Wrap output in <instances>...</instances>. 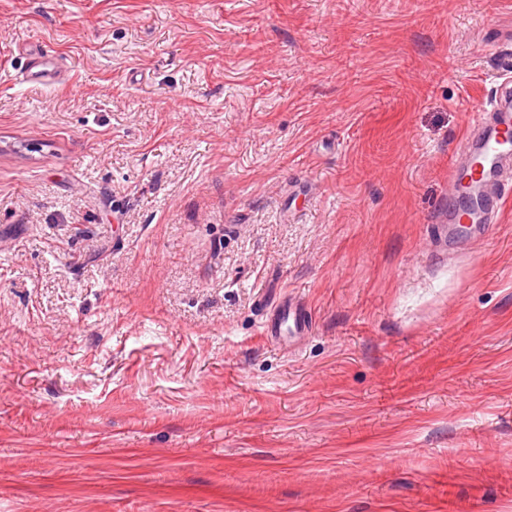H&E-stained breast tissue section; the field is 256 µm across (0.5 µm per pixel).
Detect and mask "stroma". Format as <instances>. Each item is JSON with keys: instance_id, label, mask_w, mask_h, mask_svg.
I'll list each match as a JSON object with an SVG mask.
<instances>
[{"instance_id": "stroma-1", "label": "stroma", "mask_w": 512, "mask_h": 512, "mask_svg": "<svg viewBox=\"0 0 512 512\" xmlns=\"http://www.w3.org/2000/svg\"><path fill=\"white\" fill-rule=\"evenodd\" d=\"M511 52L512 0H0V512H512V200L439 233ZM33 55L34 58L31 59L28 67V81L44 84L54 82L56 76L54 60L38 50H35ZM312 331V322L305 313L302 305L291 298L280 301L273 315L262 327V334L266 340L281 344L288 340L297 341L309 336Z\"/></svg>"}]
</instances>
